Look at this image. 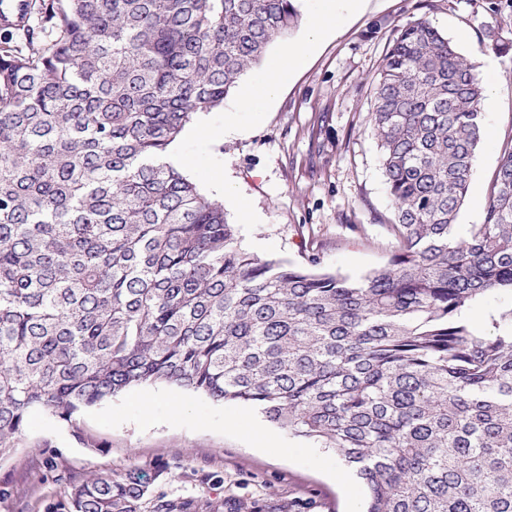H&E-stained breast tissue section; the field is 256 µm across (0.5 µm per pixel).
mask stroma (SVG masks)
<instances>
[{
    "label": "stroma",
    "mask_w": 512,
    "mask_h": 512,
    "mask_svg": "<svg viewBox=\"0 0 512 512\" xmlns=\"http://www.w3.org/2000/svg\"><path fill=\"white\" fill-rule=\"evenodd\" d=\"M317 8L299 0L297 26L223 107L186 127L177 150L185 175L223 201L249 252L358 278L387 264L396 246L370 114L398 29L426 19L476 67L489 111L457 221L480 224L512 142V0H356L340 32L284 78L274 100L242 109L244 89L305 37ZM131 471L146 486L144 512L157 498L191 503L193 512H362L366 493L333 451L258 410L157 384L83 410L74 427L33 413L24 441L0 458V512H45L75 483Z\"/></svg>",
    "instance_id": "35a3bbf8"
}]
</instances>
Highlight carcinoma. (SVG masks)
I'll list each match as a JSON object with an SVG mask.
<instances>
[{
	"label": "carcinoma",
	"instance_id": "carcinoma-1",
	"mask_svg": "<svg viewBox=\"0 0 512 512\" xmlns=\"http://www.w3.org/2000/svg\"><path fill=\"white\" fill-rule=\"evenodd\" d=\"M297 0H45L0 40V455L30 415L173 384L357 467L366 512H512V144L458 235L483 129L474 67L404 25L371 122L397 249L360 279L262 260L163 155L299 19ZM129 472L46 512H140ZM510 293H500L487 296L473 306L467 312L469 324L482 333H489L495 330L493 318H497V312L501 308L510 307Z\"/></svg>",
	"mask_w": 512,
	"mask_h": 512
}]
</instances>
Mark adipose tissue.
Here are the masks:
<instances>
[{
	"mask_svg": "<svg viewBox=\"0 0 512 512\" xmlns=\"http://www.w3.org/2000/svg\"><path fill=\"white\" fill-rule=\"evenodd\" d=\"M337 2L338 0H319L318 9L310 27L308 43L293 45L285 49L281 61L258 82L254 92L247 100V108H255L275 97L279 90L281 73L287 69L303 66L308 59L312 43L317 42L326 31L337 27L341 17Z\"/></svg>",
	"mask_w": 512,
	"mask_h": 512,
	"instance_id": "ef3b65f1",
	"label": "adipose tissue"
}]
</instances>
